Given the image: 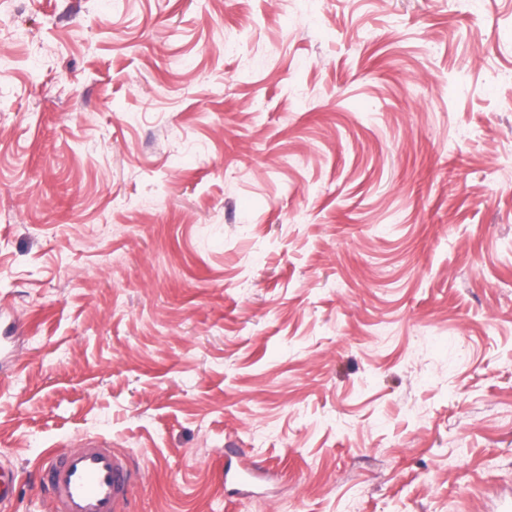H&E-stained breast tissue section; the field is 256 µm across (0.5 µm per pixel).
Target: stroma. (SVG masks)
I'll use <instances>...</instances> for the list:
<instances>
[{"instance_id":"stroma-1","label":"stroma","mask_w":512,"mask_h":512,"mask_svg":"<svg viewBox=\"0 0 512 512\" xmlns=\"http://www.w3.org/2000/svg\"><path fill=\"white\" fill-rule=\"evenodd\" d=\"M86 441L129 512H512V0H0L12 512Z\"/></svg>"}]
</instances>
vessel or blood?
<instances>
[{"instance_id":"vessel-or-blood-1","label":"vessel or blood","mask_w":512,"mask_h":512,"mask_svg":"<svg viewBox=\"0 0 512 512\" xmlns=\"http://www.w3.org/2000/svg\"><path fill=\"white\" fill-rule=\"evenodd\" d=\"M131 476L125 455L91 442L50 453L40 465L52 512H127ZM17 481L16 467L0 461V512H8Z\"/></svg>"}]
</instances>
